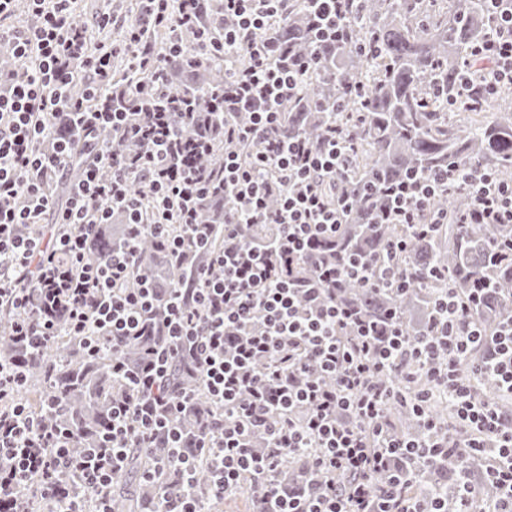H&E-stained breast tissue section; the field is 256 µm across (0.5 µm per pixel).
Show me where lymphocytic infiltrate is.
<instances>
[{
  "label": "lymphocytic infiltrate",
  "mask_w": 512,
  "mask_h": 512,
  "mask_svg": "<svg viewBox=\"0 0 512 512\" xmlns=\"http://www.w3.org/2000/svg\"><path fill=\"white\" fill-rule=\"evenodd\" d=\"M14 0H0V42L14 48L18 65L0 71V305L15 314L12 337L28 356L42 354L57 336L87 343L109 339L116 345L156 337L136 367L113 359V374L129 390L112 406V427L97 447L74 451L73 434L58 423L35 417L20 394L26 375L12 358L0 357V512H28L23 496L34 486L53 512H112L107 495L122 472L131 448H161L163 457L144 472L152 482L173 475L180 491L160 502L156 512H203L195 492L198 460L211 474L210 496L234 497L254 488L259 512H428L402 495L400 475L417 461L449 455H477L497 488L494 500L477 496L468 484L459 492L463 512H512V414L477 396L475 383L492 379L512 395V318L494 334L473 323L471 313L486 293L470 289L467 298L445 291L436 301L430 333L409 341L397 322L378 329L360 309L337 300L342 271L335 258L318 264L315 282L298 279L297 263L315 244L335 239L344 222L330 205L325 187L345 170L350 144L336 129L309 145L277 134L281 109L298 94L314 56H288L276 62L258 40L260 31L288 10V0H222L219 18L200 20L202 0H144V18L130 21L117 42L90 41L72 21L74 0H29L35 17L25 27L9 25ZM501 8L485 41L475 47L462 78L497 90L512 85V8ZM318 34L346 39L347 0H310ZM172 26L182 39L172 55L237 51L250 65L228 73L212 104L224 115L223 181L232 205L221 224L224 244L194 274V288L173 289L160 300L148 276H136L142 235L159 238L176 257L207 246L211 227L200 214L210 182L200 174L196 145L187 143L182 116L145 112L130 119L112 99V63L129 59L136 81L129 95L142 94L160 78L161 58L144 45L148 28ZM91 74L83 97L68 94L72 61ZM73 113L79 137L60 132L59 112ZM245 112L250 122H235ZM139 139L151 149L142 156L118 157L101 145L100 132ZM266 141L251 163H243L236 144ZM51 143L39 150L38 141ZM87 156L83 176L65 208L55 206L52 183L65 178L74 152ZM147 182L152 199L144 206L133 180ZM470 193L473 207L463 224H512V182L474 166L415 176L389 189L381 218L408 225L413 235L447 223L430 206L448 185ZM278 191L277 209L268 205ZM131 225L125 243L97 263L85 250L114 210ZM55 212L50 239L33 237L30 225ZM268 224L273 240L254 244L248 230ZM365 287L397 291L404 269L375 258L351 266ZM137 288H128L132 277ZM479 360H472L475 349ZM188 357L218 415L212 428L187 451L176 428L190 392L167 384L172 361ZM469 363L470 374L460 366ZM419 365L422 388L407 365ZM447 398L457 427L426 452L411 449L386 419L389 408L411 406L426 429L435 423L430 402ZM304 456L307 471L318 474V491L288 493L273 476L285 462Z\"/></svg>",
  "instance_id": "obj_1"
}]
</instances>
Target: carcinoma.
I'll return each mask as SVG.
<instances>
[{
  "label": "carcinoma",
  "instance_id": "1",
  "mask_svg": "<svg viewBox=\"0 0 512 512\" xmlns=\"http://www.w3.org/2000/svg\"><path fill=\"white\" fill-rule=\"evenodd\" d=\"M486 0H358L349 15V35L336 44L316 43L306 0H291L288 16L258 34L270 42L276 52L316 53L320 68L302 86L297 98L283 107L279 130L282 137L317 142L332 125L350 136L347 176L336 183V190L325 194L330 201L343 193L349 195L350 212L345 215L336 236V251L344 258L352 255L381 254L393 239L405 230L400 224L378 221L388 187L407 175L427 174L453 163H476L491 169L504 181L512 179V111L496 110L493 120L476 116L493 111L501 91L470 94L466 103H456L464 60L474 44L488 33L490 19ZM164 101L178 96L197 102V122L188 127L193 134L220 130L223 118L211 111L214 89L224 84V63L208 60L192 67L184 59L163 58ZM113 92H123L128 69L125 60L114 64ZM357 86L359 101L348 100V89ZM112 139V152L121 155L144 153L147 147L131 143L117 135L100 133ZM84 160L76 155L68 166L69 179L52 186L63 195L81 174ZM199 164L211 171L224 164L223 138L211 154ZM230 195L219 188L208 199L205 220L224 223L225 205ZM469 193L451 189L432 203L436 210L448 213V223L438 225L432 236L414 239L404 254L403 263L415 275L407 290L393 295L384 290L362 287L355 280L341 285L339 296L357 306L365 315L383 320L396 315L411 340L428 333L427 323L433 301L440 289L448 286L465 293L473 284L485 281L493 291L472 312V319L487 332L512 314V263L491 260L492 244L512 237V226L503 224H457L458 215L468 211ZM121 213L113 223L102 226L87 252L86 259L98 262L123 238L127 227ZM182 259L168 261L166 250L157 239L145 236L138 253V273L155 276L160 296L172 288L189 287L191 268L203 262ZM11 314L0 310V355L23 358L27 374L26 391L34 395L26 403L39 410L49 398L56 404L57 422L70 429L80 448H92L112 421V402L124 394L122 381L112 379V342L103 340L99 354L86 351L73 336H60L43 355L22 357L9 336ZM172 379L192 392L196 417L185 422L195 429L205 421L210 400L201 379L189 365H175ZM434 419L448 426L451 408L442 399L429 407ZM387 418L395 430L414 437L420 425L406 406L392 407ZM153 452L132 450L126 470L111 489L112 512H152L165 493L164 482L149 485L143 473L152 465ZM466 461L457 457L439 460L404 484L409 497L427 500L434 495L446 497L448 483L456 481ZM196 491L203 503L210 502L207 492L208 468L199 464ZM448 498V497H446ZM461 508L456 496L448 498V509Z\"/></svg>",
  "mask_w": 512,
  "mask_h": 512
}]
</instances>
